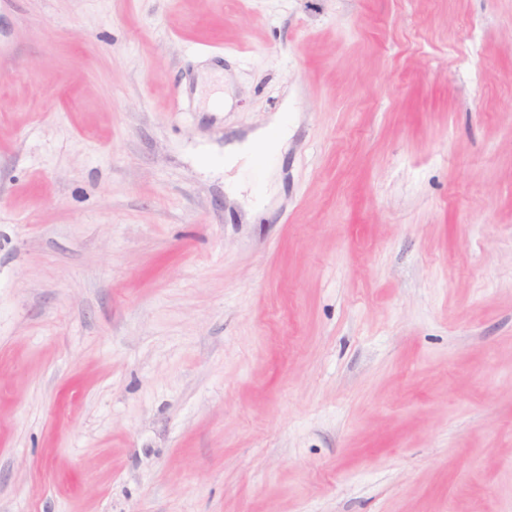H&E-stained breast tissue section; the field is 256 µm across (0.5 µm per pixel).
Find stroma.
<instances>
[{"label": "stroma", "instance_id": "35a3bbf8", "mask_svg": "<svg viewBox=\"0 0 512 512\" xmlns=\"http://www.w3.org/2000/svg\"><path fill=\"white\" fill-rule=\"evenodd\" d=\"M0 512H512V0H0ZM288 122L287 114L280 115L240 148L231 152L224 149V169L233 168L240 160H245V165L249 166L264 157V169L270 171L277 163L281 143L288 137Z\"/></svg>", "mask_w": 512, "mask_h": 512}]
</instances>
